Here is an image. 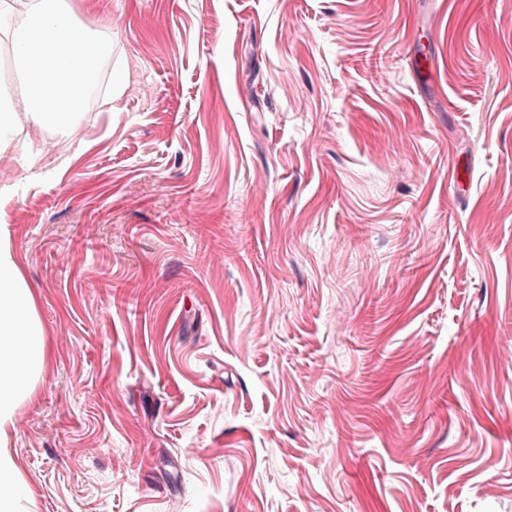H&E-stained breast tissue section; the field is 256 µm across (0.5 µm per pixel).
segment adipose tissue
Returning a JSON list of instances; mask_svg holds the SVG:
<instances>
[{"mask_svg":"<svg viewBox=\"0 0 512 512\" xmlns=\"http://www.w3.org/2000/svg\"><path fill=\"white\" fill-rule=\"evenodd\" d=\"M0 29L24 74L19 90L0 88V159L35 155L17 140L19 121L67 133L95 84L104 44L78 27L62 0H0ZM50 358L34 294L0 234V512H23L30 494L7 450L19 405L35 393Z\"/></svg>","mask_w":512,"mask_h":512,"instance_id":"1","label":"adipose tissue"}]
</instances>
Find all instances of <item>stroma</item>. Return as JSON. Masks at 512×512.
<instances>
[{"label":"stroma","mask_w":512,"mask_h":512,"mask_svg":"<svg viewBox=\"0 0 512 512\" xmlns=\"http://www.w3.org/2000/svg\"><path fill=\"white\" fill-rule=\"evenodd\" d=\"M66 3L112 102L0 161L27 512H512V0Z\"/></svg>","instance_id":"35a3bbf8"}]
</instances>
